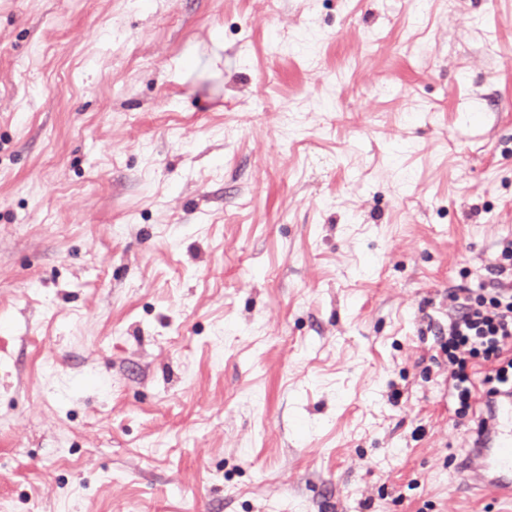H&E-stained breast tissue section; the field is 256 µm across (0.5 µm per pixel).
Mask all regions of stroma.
Masks as SVG:
<instances>
[{"label":"stroma","mask_w":512,"mask_h":512,"mask_svg":"<svg viewBox=\"0 0 512 512\" xmlns=\"http://www.w3.org/2000/svg\"><path fill=\"white\" fill-rule=\"evenodd\" d=\"M510 236L512 0H0V512H512ZM476 296L470 289L448 293V329L439 328L437 345L452 367L451 397L465 416L472 408L474 383L467 373L470 360L489 363L483 385L489 393L512 389V293L485 288ZM485 427L471 436L460 481L512 501V392L481 398Z\"/></svg>","instance_id":"stroma-1"}]
</instances>
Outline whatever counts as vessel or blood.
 Here are the masks:
<instances>
[{"mask_svg":"<svg viewBox=\"0 0 512 512\" xmlns=\"http://www.w3.org/2000/svg\"><path fill=\"white\" fill-rule=\"evenodd\" d=\"M481 416L485 427L471 437L460 479L512 501V392L483 396Z\"/></svg>","mask_w":512,"mask_h":512,"instance_id":"b4317fda","label":"vessel or blood"}]
</instances>
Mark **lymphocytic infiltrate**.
<instances>
[{"label":"lymphocytic infiltrate","mask_w":512,"mask_h":512,"mask_svg":"<svg viewBox=\"0 0 512 512\" xmlns=\"http://www.w3.org/2000/svg\"><path fill=\"white\" fill-rule=\"evenodd\" d=\"M437 345L453 368L451 395L461 413L472 407L474 383L467 372L472 359L488 362L483 384L489 392L512 389V293L501 288L449 292L448 326L438 330Z\"/></svg>","instance_id":"1"}]
</instances>
